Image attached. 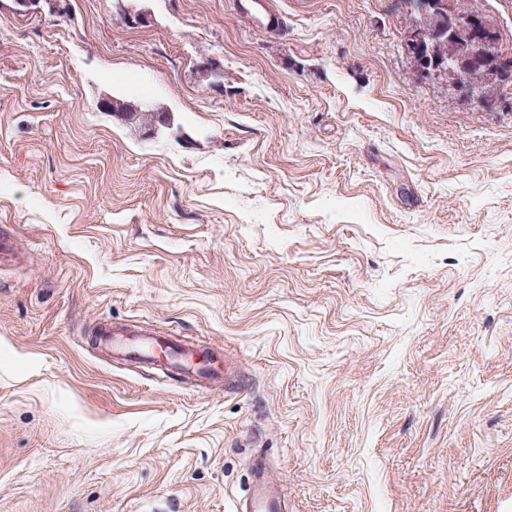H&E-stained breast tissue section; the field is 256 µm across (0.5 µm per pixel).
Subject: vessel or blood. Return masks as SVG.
<instances>
[{
	"label": "vessel or blood",
	"instance_id": "obj_1",
	"mask_svg": "<svg viewBox=\"0 0 512 512\" xmlns=\"http://www.w3.org/2000/svg\"><path fill=\"white\" fill-rule=\"evenodd\" d=\"M113 333V327H102L98 332V344L111 347L119 359L148 364L164 361L169 366L183 370L185 376L203 383L220 377L225 387L233 388L238 384L232 367L218 369L214 362L201 358L194 346L180 345L168 338L150 335L133 342L115 343L111 340ZM236 512H288L281 487L271 476L266 457H253L244 505Z\"/></svg>",
	"mask_w": 512,
	"mask_h": 512
}]
</instances>
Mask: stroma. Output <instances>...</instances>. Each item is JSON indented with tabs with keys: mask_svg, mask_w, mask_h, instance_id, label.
<instances>
[{
	"mask_svg": "<svg viewBox=\"0 0 512 512\" xmlns=\"http://www.w3.org/2000/svg\"><path fill=\"white\" fill-rule=\"evenodd\" d=\"M267 3L0 0V512H235L258 454L291 512H512V111L415 77L404 0ZM194 70L199 82H206L211 87L220 85L218 78L221 75V69L214 59L206 56L201 57L196 62ZM149 111L150 110L146 109L138 100L123 96H112V107L108 110V112H112L114 117L129 124H138L140 126L151 125L145 128L147 133H151L155 129L153 124L159 123L158 120L163 114H167L168 116H170V114L163 111ZM127 334L141 336L133 342L117 343L114 336ZM112 339V355L121 360L140 363H159L166 361L169 366L179 369L187 377H192L201 383L211 382L220 377L218 367L210 359H198L202 354L191 345H179L162 336H150V333L140 334L128 328H115L112 325L104 326L98 331V345L108 347ZM148 335V336H147ZM189 365L191 368H185Z\"/></svg>",
	"mask_w": 512,
	"mask_h": 512,
	"instance_id": "35a3bbf8",
	"label": "stroma"
}]
</instances>
